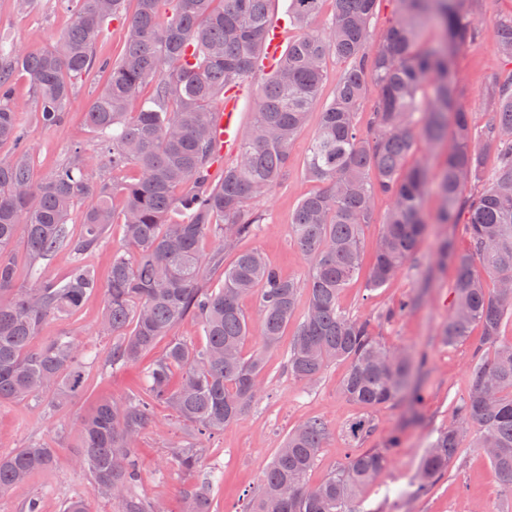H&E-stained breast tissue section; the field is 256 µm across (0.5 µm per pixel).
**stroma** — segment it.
Returning <instances> with one entry per match:
<instances>
[{"instance_id": "obj_1", "label": "stroma", "mask_w": 512, "mask_h": 512, "mask_svg": "<svg viewBox=\"0 0 512 512\" xmlns=\"http://www.w3.org/2000/svg\"><path fill=\"white\" fill-rule=\"evenodd\" d=\"M471 8L479 35L456 51L452 73L459 105L467 112L471 125L482 130L490 124L495 110L494 80L512 68V61L497 51L494 40L497 21L512 15V0H471ZM72 20L61 0H38L37 9L26 15L18 13L15 0H0V31L25 51L49 46ZM105 81L102 69L85 74L76 85L61 126L46 129L35 120L37 104L25 74L15 73L13 103L25 126L26 145L35 157V181L49 179L70 159L74 147H82L86 155H96L97 137L86 125L84 114ZM319 123L320 111L312 109L289 149L287 183L255 202L263 221L257 235L242 243L243 248L260 249L284 276L293 279L302 278L306 260L294 243L289 220L300 198L316 188L315 182L305 176L303 166ZM442 206L436 188H428L423 202V212L430 221L427 233L414 260L391 282L370 291L360 276L340 294L345 310L375 320V332L386 346L408 352L417 360L414 383L422 391L421 402L403 398L375 409L363 408L340 391L346 370L341 362L329 365L313 384L294 380L287 363L294 335L289 328L277 346L267 349L265 368L259 375L262 396L223 433L210 438L191 437L189 427L171 409L156 406V425L141 435L137 447L141 468L137 494L164 501L169 512H180L181 489L189 477L179 467L172 446L191 437L201 449L198 475L216 470L223 474L213 486L209 512H242L288 432L308 419L319 418L326 422L329 434L309 474L313 484L322 481L348 454L384 447L394 433L401 438L388 468L360 494L365 512L376 507L384 512H506L508 505L496 471L478 449L466 445L460 448L456 465L427 494L416 496L406 491L437 430L455 420L454 407L468 391L473 349L481 337V329L476 326L463 343L447 346L441 341L453 307L456 273L453 265L441 263L439 245L449 238L457 250L469 246L464 225L436 223ZM404 301L410 304L408 311L388 321L380 320L382 311ZM102 305V294H95L67 318L46 321L35 339L40 345L66 335L93 353L82 394L53 411L40 394L21 403L0 405V453L22 447L32 439L47 440L57 450L55 468L36 473L25 485L0 494V512H22L24 503L34 496L40 498L43 512H62L64 502L78 492L85 494L88 512L121 510L119 502L92 495L89 475L74 467L78 430L83 417L100 399L121 398L142 390L146 372L153 360L164 354L168 342L160 340L136 368L113 371L106 363L112 339L98 333ZM360 416L372 420L374 431L361 442H349L343 429Z\"/></svg>"}]
</instances>
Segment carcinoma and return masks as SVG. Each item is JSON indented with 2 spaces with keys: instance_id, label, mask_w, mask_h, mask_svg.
Wrapping results in <instances>:
<instances>
[{
  "instance_id": "cac0c4a2",
  "label": "carcinoma",
  "mask_w": 512,
  "mask_h": 512,
  "mask_svg": "<svg viewBox=\"0 0 512 512\" xmlns=\"http://www.w3.org/2000/svg\"><path fill=\"white\" fill-rule=\"evenodd\" d=\"M326 1L332 2L331 20L316 30L311 22ZM270 2L136 0L120 58L100 65L94 41L107 22L123 15L125 0L107 7L101 0H66L71 26L39 52L19 51L0 36V142L18 145L11 158L0 160V405L44 394L59 406L82 393L86 352L66 336L39 347L33 339L44 322L78 310L100 288L95 270L81 260L60 282L18 287L15 244L22 243L36 278L44 256L64 246L82 256L113 224L122 226L123 245L112 251L99 322V334L113 339L112 366L137 363L188 315L201 320L207 337L200 349L171 339L142 392L100 401L81 423L76 465L89 474L92 493L120 501L122 512H166L163 502L132 490L139 476L135 449L142 433L156 425L155 404L168 405L200 436L224 430L260 395L264 349L278 344L302 292L307 307L288 350L294 379L313 383L330 364L344 362L341 391L359 405L417 397L411 358L386 348L370 321L340 307L339 296L362 271L364 234L379 195L390 197L392 208L367 289L385 286L413 260L427 228L422 202L431 176L422 166L404 168V162L416 138L447 140L437 177L444 205L436 223L466 224L470 248L458 252L450 240L440 247L441 261L456 270L442 341L464 342L475 325L482 335L455 422L430 443L411 486L421 494L441 478L476 425L470 447L487 457L512 501V341L500 335L512 319V71L496 78V112L479 136L456 105L450 79L453 53L478 36L469 0H397L391 28L374 45L370 23L378 0H290L289 23L299 35L259 87L240 154L224 165L219 181L204 180L200 173L212 164L213 102L256 72ZM428 20L441 27L442 41L418 52L415 43ZM495 42L512 61V17L498 21ZM330 56L345 70L322 108L305 158L307 176L318 188L300 199L290 220L294 242L308 261L303 278L283 277L251 249L224 269L221 288L204 287L205 267L222 264L224 249L254 235L260 216L250 203L288 178L289 147L318 102ZM97 66L108 71V83L85 113L86 123L112 171L133 167L136 178L106 182L77 147L48 181L35 183L31 153L22 146L23 122L12 104L13 74L25 73L38 98V121L52 129L62 122L78 79ZM146 84L152 94L143 100L139 91ZM370 88L377 102L363 128L357 112ZM488 147L499 152L500 165L487 187L469 192ZM118 195L119 210L113 207ZM77 204L84 212L73 238L68 222ZM205 239L211 249L204 257ZM481 270L496 288L484 286ZM244 296L256 297L262 320L263 349L249 355L243 352L250 335ZM176 366L185 368V376L174 386ZM372 431L367 417L346 427L352 441ZM327 434L320 419L288 433L243 512H362L359 492L386 470L398 438L347 457L311 485L308 475ZM175 456L191 476L181 492L183 512H207L214 476L194 477L200 449L179 442ZM55 464L54 449L39 439L0 454V493Z\"/></svg>"
}]
</instances>
